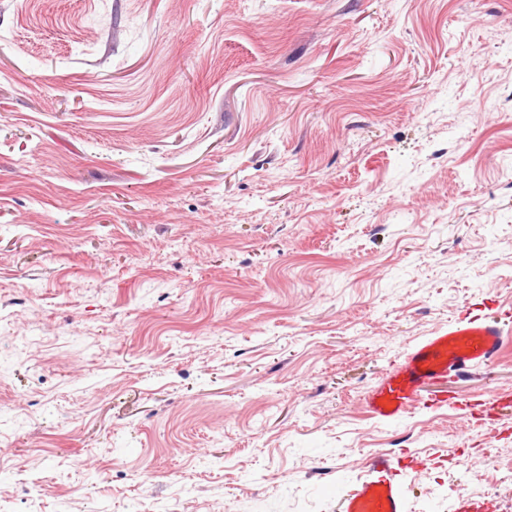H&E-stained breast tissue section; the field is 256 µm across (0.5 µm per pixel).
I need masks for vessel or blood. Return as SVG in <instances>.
<instances>
[{"label": "vessel or blood", "mask_w": 512, "mask_h": 512, "mask_svg": "<svg viewBox=\"0 0 512 512\" xmlns=\"http://www.w3.org/2000/svg\"><path fill=\"white\" fill-rule=\"evenodd\" d=\"M505 342L497 320L464 317L413 346L403 363L372 390L365 404L380 420L398 419L415 408L423 391L448 373L467 375L492 364ZM339 512H409L406 476L392 457L374 456L359 479L347 487Z\"/></svg>", "instance_id": "obj_1"}]
</instances>
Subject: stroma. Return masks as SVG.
I'll use <instances>...</instances> for the list:
<instances>
[{
  "instance_id": "35a3bbf8",
  "label": "stroma",
  "mask_w": 512,
  "mask_h": 512,
  "mask_svg": "<svg viewBox=\"0 0 512 512\" xmlns=\"http://www.w3.org/2000/svg\"><path fill=\"white\" fill-rule=\"evenodd\" d=\"M511 115L512 0H0V512L511 502L512 342L364 404L512 328ZM498 324L467 316L417 343L399 368L369 391L365 404L370 414L379 420L401 418L420 403L426 388L448 373L467 375L489 367L507 336ZM339 512H409L406 475L387 454L374 456L359 479L347 487L338 502Z\"/></svg>"
}]
</instances>
